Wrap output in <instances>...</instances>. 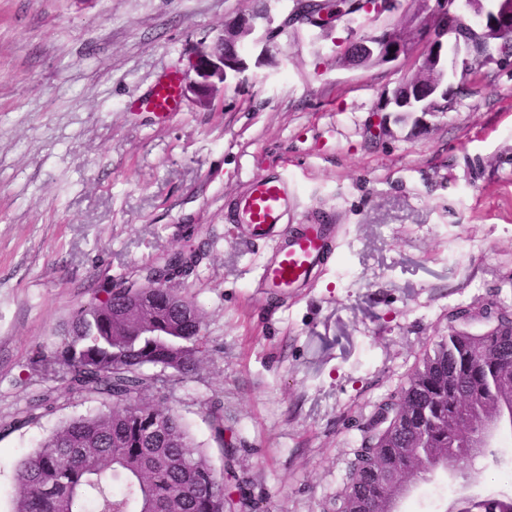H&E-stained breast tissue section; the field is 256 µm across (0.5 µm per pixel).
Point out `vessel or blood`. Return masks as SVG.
I'll return each mask as SVG.
<instances>
[{
    "label": "vessel or blood",
    "mask_w": 512,
    "mask_h": 512,
    "mask_svg": "<svg viewBox=\"0 0 512 512\" xmlns=\"http://www.w3.org/2000/svg\"><path fill=\"white\" fill-rule=\"evenodd\" d=\"M179 82L159 84L150 101L157 112L176 111ZM293 201L290 183L276 173L250 183L231 205L236 222L248 225L252 239L271 245V253L261 267V287L279 292H295L308 287L334 247V228L329 224H300L289 227L288 211Z\"/></svg>",
    "instance_id": "1"
}]
</instances>
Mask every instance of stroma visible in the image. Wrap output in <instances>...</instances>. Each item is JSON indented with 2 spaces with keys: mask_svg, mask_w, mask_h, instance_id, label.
I'll use <instances>...</instances> for the list:
<instances>
[{
  "mask_svg": "<svg viewBox=\"0 0 512 512\" xmlns=\"http://www.w3.org/2000/svg\"><path fill=\"white\" fill-rule=\"evenodd\" d=\"M296 0H0V512L15 467L63 418L59 328L101 288L193 247L171 286L203 316L195 371L160 374L215 469L234 449L255 512H325L346 487L360 427L448 333L459 306L512 311V66L490 65L454 108L395 112L426 52L344 67L350 38L401 27L399 10L328 28L289 24ZM262 64L193 94L166 120L143 109L225 25L254 9ZM386 118L387 132L373 131ZM288 176L294 223L338 228L308 288L256 275L271 247L228 206L257 177ZM56 410L14 427L32 396ZM224 417L216 442L211 420Z\"/></svg>",
  "mask_w": 512,
  "mask_h": 512,
  "instance_id": "obj_1",
  "label": "stroma"
}]
</instances>
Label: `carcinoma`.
I'll use <instances>...</instances> for the list:
<instances>
[{"instance_id":"1","label":"carcinoma","mask_w":512,"mask_h":512,"mask_svg":"<svg viewBox=\"0 0 512 512\" xmlns=\"http://www.w3.org/2000/svg\"><path fill=\"white\" fill-rule=\"evenodd\" d=\"M470 67L464 78L482 71L490 52L478 28L469 27ZM105 297L79 306L60 333L54 357L69 369L72 394L101 400L103 409L62 420L17 465L11 512H226L236 503L226 494L224 473L216 471L206 450L190 435L171 407L150 398L158 375L149 367L185 375L194 368L203 344V320L195 316L174 331L180 319L175 298L188 299L171 288L155 289L165 306L143 307L134 300L139 288L103 289ZM505 352L512 363V330L482 344L473 337L443 336L426 351L399 398L408 413L426 394L431 414L443 427L430 440L412 448H379L367 460L353 459L347 484L358 486L370 512H388L392 499L411 481H427L439 470L454 467L480 422L497 414L512 420V386L499 384L486 354ZM459 377L460 392L446 393L450 369ZM49 394L34 397L20 427L53 408ZM391 467L385 485L375 484L373 463ZM451 507L458 512H512L511 494L473 498L462 486Z\"/></svg>"}]
</instances>
